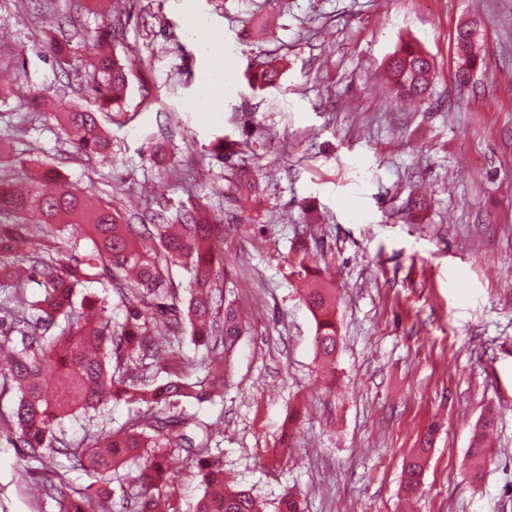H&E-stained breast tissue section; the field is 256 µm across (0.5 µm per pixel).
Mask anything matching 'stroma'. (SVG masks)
Returning <instances> with one entry per match:
<instances>
[{"label":"stroma","mask_w":512,"mask_h":512,"mask_svg":"<svg viewBox=\"0 0 512 512\" xmlns=\"http://www.w3.org/2000/svg\"><path fill=\"white\" fill-rule=\"evenodd\" d=\"M72 0L52 24L47 0H0V140L51 159L66 183L101 189L125 222L202 204L224 213L223 298L244 330L224 399L192 403L214 424L228 483L276 512H512V0H119L118 51L132 59L121 108L99 123L112 152L74 153L47 109L92 107L83 94L100 16ZM480 18L479 59L456 82V30ZM60 57L39 43L57 28ZM222 45L237 75L219 106L203 92ZM433 64L430 96L401 102L383 76L400 40ZM253 58L276 86H250ZM25 135H16L17 127ZM265 190L230 193L218 141ZM336 294L335 370L321 368L315 321L284 256L297 232ZM495 418L478 482L467 457L476 423ZM413 503L402 470L422 444ZM0 437V512H58L34 493Z\"/></svg>","instance_id":"stroma-1"}]
</instances>
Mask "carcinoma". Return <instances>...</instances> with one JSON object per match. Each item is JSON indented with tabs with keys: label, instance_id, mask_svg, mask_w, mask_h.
<instances>
[{
	"label": "carcinoma",
	"instance_id": "carcinoma-1",
	"mask_svg": "<svg viewBox=\"0 0 512 512\" xmlns=\"http://www.w3.org/2000/svg\"><path fill=\"white\" fill-rule=\"evenodd\" d=\"M461 57L459 82L469 79L476 63L474 42ZM88 66L87 96L101 109L120 103L128 85V67L117 54L95 53ZM252 75L263 86L277 81L271 65ZM403 96L422 98L429 88L431 63L417 45L401 41L386 67ZM75 151L88 158L111 150L101 134L97 113L71 107L54 116ZM56 176L44 164L41 179L29 175L28 160L0 142V374L11 382L14 397L9 410L13 447L41 463L52 477L41 483V495L58 501L59 512H99V503L112 500V478L120 482L121 512H181L170 490V466L193 468L203 485L193 512H258L251 491L224 481L221 457L212 452V423L184 410V404L224 396V375L213 363L229 362L241 334L236 310L224 309L217 323L215 299L222 294L216 244L224 237V215L197 207L153 216L151 224H125L112 203L91 204L81 188L63 185L52 193L41 181ZM259 188L256 179L237 168L229 189ZM36 213L41 223L27 224ZM83 224L93 247L84 249L65 239V227ZM189 275L181 294L172 287V267ZM289 277L303 287V300L316 323L315 349L323 358L336 352L333 289L318 280L308 244L299 240L287 260ZM41 289L38 299H24L29 281ZM98 283L112 290L125 308L121 322L112 321L86 292ZM168 320L189 327L191 343L203 351L189 367L203 374H169L155 382L149 370L168 353L159 327ZM135 401L143 410L112 430L96 428L77 442L64 438L60 426L76 415L101 412L110 403ZM486 420L473 436L472 479L481 476L486 459ZM72 454L96 479L91 494L65 491L64 476L52 468L57 455ZM421 455L404 468L409 494L421 485Z\"/></svg>",
	"mask_w": 512,
	"mask_h": 512
}]
</instances>
